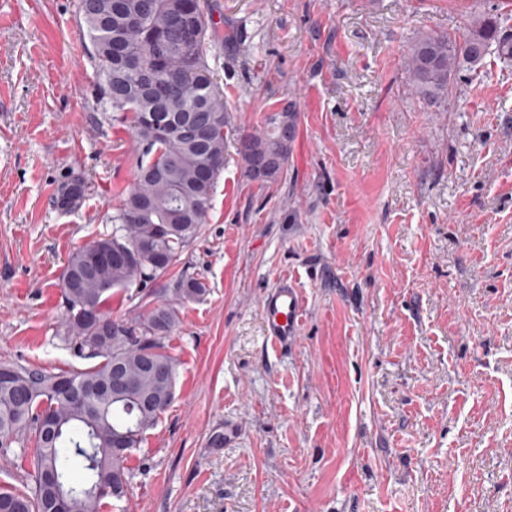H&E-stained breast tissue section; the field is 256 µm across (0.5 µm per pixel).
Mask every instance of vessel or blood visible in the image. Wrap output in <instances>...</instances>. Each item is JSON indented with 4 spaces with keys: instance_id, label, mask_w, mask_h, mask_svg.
<instances>
[{
    "instance_id": "b4317fda",
    "label": "vessel or blood",
    "mask_w": 512,
    "mask_h": 512,
    "mask_svg": "<svg viewBox=\"0 0 512 512\" xmlns=\"http://www.w3.org/2000/svg\"><path fill=\"white\" fill-rule=\"evenodd\" d=\"M265 337L272 350L296 342L304 316L302 294L289 279H281L260 300Z\"/></svg>"
}]
</instances>
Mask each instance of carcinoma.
I'll use <instances>...</instances> for the list:
<instances>
[{
    "label": "carcinoma",
    "instance_id": "obj_1",
    "mask_svg": "<svg viewBox=\"0 0 512 512\" xmlns=\"http://www.w3.org/2000/svg\"><path fill=\"white\" fill-rule=\"evenodd\" d=\"M80 35L89 39L95 60L99 104L127 112L140 146L137 175L112 223V233L80 246L68 257L60 288L65 304L63 336L79 356L97 363L54 373L20 361H0V448L25 438L37 445L29 483L0 490V512H104L107 499L128 491L127 456L114 441L140 447L175 398L177 365L164 340L176 327L177 305L205 295L204 282L183 276L174 297L131 323L112 320L104 309L112 295L134 284L145 286L180 262L186 244L206 223L214 186L224 170V90L208 59L220 35L203 0H81ZM512 63V27L492 10L473 15L460 34L420 33L405 55L411 91L447 112L455 99L458 72H475L489 56ZM144 73L163 87L156 101L140 91ZM177 117L206 125L202 142L169 139L161 123ZM299 112L292 101L266 116L263 127L240 140L244 175L263 153L277 165L260 184L284 174L295 137L282 139V125L297 132ZM85 183L72 177L58 192L57 206L80 205ZM93 252L111 258L89 265ZM91 310L96 320L85 318ZM120 371L132 381L113 387ZM81 482L70 479L74 467Z\"/></svg>",
    "mask_w": 512,
    "mask_h": 512
}]
</instances>
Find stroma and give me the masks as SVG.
Here are the masks:
<instances>
[{
    "label": "stroma",
    "instance_id": "1",
    "mask_svg": "<svg viewBox=\"0 0 512 512\" xmlns=\"http://www.w3.org/2000/svg\"><path fill=\"white\" fill-rule=\"evenodd\" d=\"M78 3L0 0V361L55 373L90 365L62 336L68 256L111 232L138 158L99 106ZM208 3L239 33L209 58L224 171L179 264L108 313L133 321L184 274L207 293L179 308L174 401L109 512H512V64L462 73L449 112L404 67L420 32L512 0ZM291 100L282 178L248 180L241 137ZM284 277L306 319L277 354L259 301ZM85 194V183L79 176H73L58 192L57 206L68 211L80 205Z\"/></svg>",
    "mask_w": 512,
    "mask_h": 512
}]
</instances>
